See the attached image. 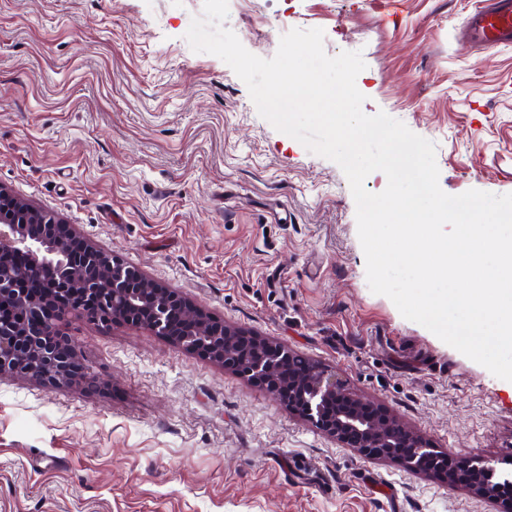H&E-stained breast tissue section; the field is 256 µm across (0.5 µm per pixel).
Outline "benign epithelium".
Masks as SVG:
<instances>
[{
	"label": "benign epithelium",
	"mask_w": 512,
	"mask_h": 512,
	"mask_svg": "<svg viewBox=\"0 0 512 512\" xmlns=\"http://www.w3.org/2000/svg\"><path fill=\"white\" fill-rule=\"evenodd\" d=\"M54 214L39 209L0 186V310L22 312L19 323L0 320V377H25L48 387L84 379L87 368L62 331L63 317L77 312L102 325L129 322L160 336L169 333L175 312L186 318L181 345L208 356L315 424L329 437L372 459H395L407 449L409 468L418 471L420 455L432 450L425 437L377 406L352 395L335 373L288 353V379L277 374L282 347L258 336L196 317L198 309L172 290L148 279L87 242L70 248L72 234ZM24 253L28 268L50 285L33 295L16 287L20 269L10 263ZM435 473L452 470L459 483L478 497L495 500L494 466L475 455H434Z\"/></svg>",
	"instance_id": "obj_1"
}]
</instances>
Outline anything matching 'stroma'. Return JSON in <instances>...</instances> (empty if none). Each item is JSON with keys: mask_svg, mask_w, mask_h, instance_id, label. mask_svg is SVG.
<instances>
[{"mask_svg": "<svg viewBox=\"0 0 512 512\" xmlns=\"http://www.w3.org/2000/svg\"><path fill=\"white\" fill-rule=\"evenodd\" d=\"M481 0H229L271 58L361 52L362 110L436 146L441 189L512 193V46ZM203 0H0V186L213 321L335 370L439 452L512 473V382L371 292L348 180L185 34ZM67 328L90 382L0 378V512H512L326 436L149 329ZM489 2L465 21L468 37L479 46L512 44V1Z\"/></svg>", "mask_w": 512, "mask_h": 512, "instance_id": "35a3bbf8", "label": "stroma"}]
</instances>
